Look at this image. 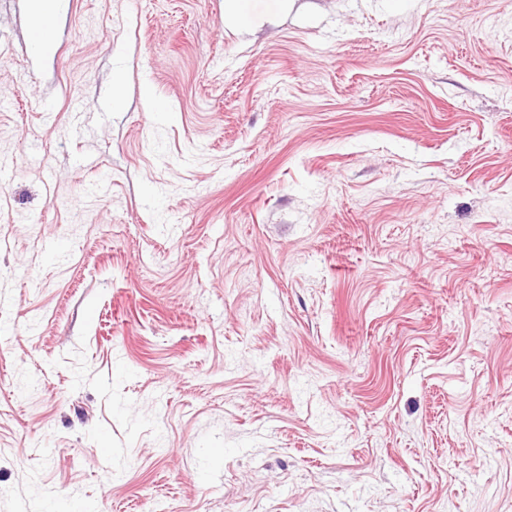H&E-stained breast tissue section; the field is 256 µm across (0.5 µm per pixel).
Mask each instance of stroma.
Returning a JSON list of instances; mask_svg holds the SVG:
<instances>
[{
	"label": "stroma",
	"mask_w": 512,
	"mask_h": 512,
	"mask_svg": "<svg viewBox=\"0 0 512 512\" xmlns=\"http://www.w3.org/2000/svg\"><path fill=\"white\" fill-rule=\"evenodd\" d=\"M249 15L0 0V512H512V0Z\"/></svg>",
	"instance_id": "stroma-1"
}]
</instances>
